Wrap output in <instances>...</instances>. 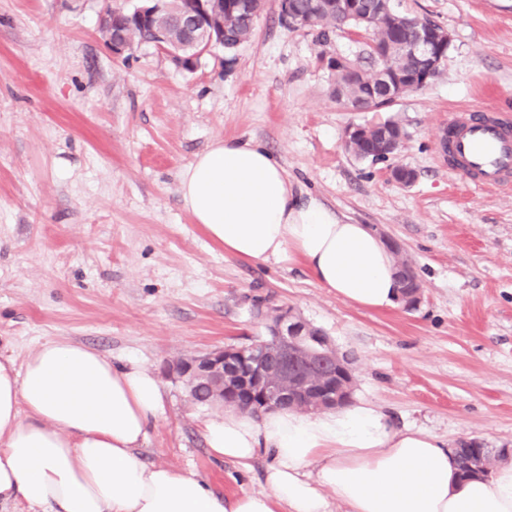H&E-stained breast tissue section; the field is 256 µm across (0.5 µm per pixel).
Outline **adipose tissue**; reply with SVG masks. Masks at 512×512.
Instances as JSON below:
<instances>
[{
  "label": "adipose tissue",
  "instance_id": "ef3b65f1",
  "mask_svg": "<svg viewBox=\"0 0 512 512\" xmlns=\"http://www.w3.org/2000/svg\"><path fill=\"white\" fill-rule=\"evenodd\" d=\"M184 208L226 252L257 262L301 261L312 278L359 308L401 298L396 260L366 224L339 218L291 181L261 144L215 140L180 172ZM163 410L153 374L69 340L39 344L23 366L0 360V503L32 512H512V456L491 476L461 475L447 441L398 428L359 400L310 415L260 419L228 410L203 425L219 459L272 463L263 492L225 497L196 472L138 457Z\"/></svg>",
  "mask_w": 512,
  "mask_h": 512
}]
</instances>
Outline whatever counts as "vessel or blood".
I'll return each instance as SVG.
<instances>
[{
    "label": "vessel or blood",
    "mask_w": 512,
    "mask_h": 512,
    "mask_svg": "<svg viewBox=\"0 0 512 512\" xmlns=\"http://www.w3.org/2000/svg\"><path fill=\"white\" fill-rule=\"evenodd\" d=\"M451 166L480 190H512V121L487 109L461 110L444 128Z\"/></svg>",
    "instance_id": "1"
}]
</instances>
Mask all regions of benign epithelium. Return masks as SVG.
<instances>
[{"instance_id": "1", "label": "benign epithelium", "mask_w": 512, "mask_h": 512, "mask_svg": "<svg viewBox=\"0 0 512 512\" xmlns=\"http://www.w3.org/2000/svg\"><path fill=\"white\" fill-rule=\"evenodd\" d=\"M322 2L326 8L337 7L349 17L359 14V0ZM160 7V0H142L141 5L126 16L127 24L147 22ZM180 19L192 29V40L185 47V53L170 48L163 39L156 41L155 46L167 52L178 65L193 68L196 60L224 43V32L215 26L208 0H192V7ZM451 43L452 36L446 28L427 22L421 24L418 39L408 47V51L421 60L420 69L415 74L382 69L378 81L385 87L387 96L396 102L405 95L406 89L426 82L441 64L442 51L450 49ZM264 317L271 340L264 344L261 352L250 354L242 347H219L202 355L181 358L173 363L171 371L187 388L199 379L206 380L213 402L220 405L224 404L228 373L234 371L248 394L268 410L288 405L290 392L313 385L320 388V395L312 411L338 407V397L321 390L327 372L320 364L328 361L333 367H344L328 337H316L321 350L315 351L305 344L310 332L290 310L271 307Z\"/></svg>"}]
</instances>
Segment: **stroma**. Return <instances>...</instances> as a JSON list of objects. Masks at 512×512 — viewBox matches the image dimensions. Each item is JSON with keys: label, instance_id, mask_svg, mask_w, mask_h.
<instances>
[{"label": "stroma", "instance_id": "1", "mask_svg": "<svg viewBox=\"0 0 512 512\" xmlns=\"http://www.w3.org/2000/svg\"><path fill=\"white\" fill-rule=\"evenodd\" d=\"M452 35L440 75L381 112H351L313 37L263 0L248 42L191 71L151 45L112 54L107 8L139 0H0V358L22 364L68 339L133 360L165 406L139 458L191 469L220 495L264 490L209 453L204 421L173 361L266 336L252 313L272 297L321 328L349 360L352 400L458 447L512 451V198L483 192L435 146L451 111L512 116V0H394ZM392 118L407 138L382 162L344 147L349 127ZM263 143L303 190L398 247L421 285L415 308L354 307L301 262L225 252L183 208L179 175L217 139ZM405 165L416 178L394 182Z\"/></svg>", "mask_w": 512, "mask_h": 512}]
</instances>
